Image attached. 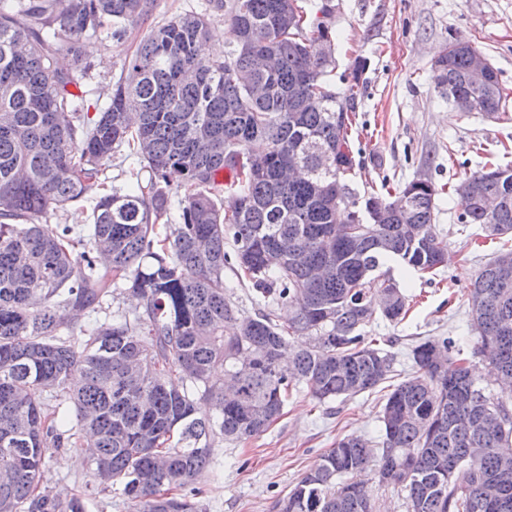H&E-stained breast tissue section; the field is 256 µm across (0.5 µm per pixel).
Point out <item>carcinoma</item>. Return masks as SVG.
Returning a JSON list of instances; mask_svg holds the SVG:
<instances>
[{
	"instance_id": "1",
	"label": "carcinoma",
	"mask_w": 512,
	"mask_h": 512,
	"mask_svg": "<svg viewBox=\"0 0 512 512\" xmlns=\"http://www.w3.org/2000/svg\"><path fill=\"white\" fill-rule=\"evenodd\" d=\"M155 4L0 0V512H86L80 494L41 491L51 448L83 450L89 485L104 496L121 485L133 512H207L196 483L212 473L216 439L265 432L301 386L320 402L375 390L389 379L379 365L392 356L357 334L373 317L372 291L398 292L383 316L400 321L409 303L387 264L432 273L445 262L433 183L399 188L410 194L415 242L380 210L386 198L374 196L377 208L363 217L347 184L336 197L337 173L354 166L349 112L365 62L344 95L327 80L333 53L313 51L334 47L327 0L315 15L302 0H207L201 13L178 14L124 56L108 101L89 117L92 64L80 40L105 30L121 45ZM217 17L236 34L222 59L206 53ZM472 49L445 47L435 87L497 112L498 71L481 88L466 81ZM256 140L267 143L260 156L249 151ZM123 148L141 167L99 198L87 230L41 223L79 200ZM241 153L253 168L239 164ZM295 157L307 173L290 181L283 172ZM172 169L182 174L177 197L163 186ZM468 182L461 223L511 234L512 167ZM489 191L503 201L494 214L477 203ZM342 208L344 223L365 228L354 240L337 235ZM505 257L512 252L478 270L469 294L477 352L501 378L512 376V333L502 335L512 325V276L497 274ZM323 266L327 276H310ZM226 268L264 308L240 313L226 294ZM120 282L138 306L95 317ZM283 306L286 324L277 315ZM295 335L310 344L284 369L282 351ZM436 348L447 351L442 367ZM411 355L414 375L392 386L383 405L379 448L344 436L278 512H373L357 480L367 469L405 492L408 512H499L483 503L484 485L512 491V392L479 389L447 337L427 336ZM216 363L234 374L230 387L211 378ZM200 399L213 416L197 415ZM471 448L486 449L476 464Z\"/></svg>"
}]
</instances>
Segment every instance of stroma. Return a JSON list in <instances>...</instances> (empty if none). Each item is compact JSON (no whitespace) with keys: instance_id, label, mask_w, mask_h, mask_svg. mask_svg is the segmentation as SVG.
Masks as SVG:
<instances>
[{"instance_id":"obj_1","label":"stroma","mask_w":512,"mask_h":512,"mask_svg":"<svg viewBox=\"0 0 512 512\" xmlns=\"http://www.w3.org/2000/svg\"><path fill=\"white\" fill-rule=\"evenodd\" d=\"M336 29V67L329 82L345 91L358 60H366L364 84L355 101L351 148L355 160L348 179L361 197L396 192L423 175L437 188L435 231L448 243V260L432 279L394 265L392 274L409 297L411 308L398 323L375 314L363 325L365 339L384 343L393 360V380L414 371L411 349L423 336L461 340L477 373L479 387L497 393L487 360L477 355L469 288L475 272L512 249V238L486 239L480 225L459 221L461 206L450 186L479 172L486 163L512 166V0H332ZM144 30L129 33L122 47L106 34L84 38L83 50L95 68L88 80L106 98L120 71V60L134 50ZM470 42L497 70L503 88L498 112H459L440 96L433 63L448 42ZM136 157L116 156L105 171V184H91L83 198L49 214L52 224L82 229L105 187H122ZM387 385L347 400L320 402L305 391L293 393L282 415L260 436L224 441L214 449L213 475L203 485L208 512H275L326 450L348 434L379 442ZM90 465L75 449L49 451L44 486L59 495L83 494L87 512H131L121 495L104 498L86 488Z\"/></svg>"}]
</instances>
